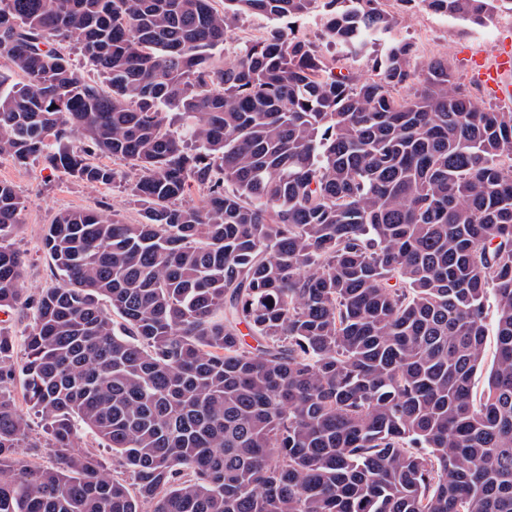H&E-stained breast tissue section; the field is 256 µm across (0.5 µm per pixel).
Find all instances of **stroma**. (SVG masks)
I'll use <instances>...</instances> for the list:
<instances>
[{"instance_id":"obj_1","label":"stroma","mask_w":512,"mask_h":512,"mask_svg":"<svg viewBox=\"0 0 512 512\" xmlns=\"http://www.w3.org/2000/svg\"><path fill=\"white\" fill-rule=\"evenodd\" d=\"M395 32L416 42L422 58L447 59L459 82L479 104L512 109V98H499L477 83L469 63V56L474 52L489 54L507 47L512 49L511 14L496 15L478 27L420 8L404 14ZM0 181L12 183L24 201L20 222L5 243L23 255L22 281L31 294L57 283L41 238L58 213L106 208L118 211L132 224L140 218L138 206L130 202L122 189L109 185L93 188L78 180L51 174L38 161L19 167L10 159L0 158Z\"/></svg>"}]
</instances>
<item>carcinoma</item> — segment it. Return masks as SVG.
<instances>
[{
	"label": "carcinoma",
	"mask_w": 512,
	"mask_h": 512,
	"mask_svg": "<svg viewBox=\"0 0 512 512\" xmlns=\"http://www.w3.org/2000/svg\"><path fill=\"white\" fill-rule=\"evenodd\" d=\"M394 2L0 0V157L140 207L60 213L58 284L29 295L0 181V311L32 312L22 363L0 329V512H512V111L392 36L512 0ZM245 14L290 22L227 63ZM310 14L370 76L324 61ZM495 320L496 313L493 304L490 302L486 311V327L487 336L485 342V359L484 365L480 368L473 378V393L477 398L487 389L488 376L492 367L496 353V336H495Z\"/></svg>",
	"instance_id": "1"
}]
</instances>
